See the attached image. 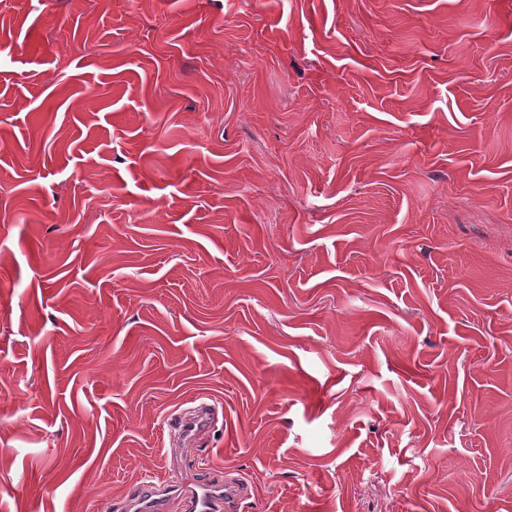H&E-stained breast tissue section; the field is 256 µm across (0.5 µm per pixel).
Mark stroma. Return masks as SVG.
Listing matches in <instances>:
<instances>
[{
    "mask_svg": "<svg viewBox=\"0 0 512 512\" xmlns=\"http://www.w3.org/2000/svg\"><path fill=\"white\" fill-rule=\"evenodd\" d=\"M196 399L236 512H512V0H0V512Z\"/></svg>",
    "mask_w": 512,
    "mask_h": 512,
    "instance_id": "obj_1",
    "label": "stroma"
}]
</instances>
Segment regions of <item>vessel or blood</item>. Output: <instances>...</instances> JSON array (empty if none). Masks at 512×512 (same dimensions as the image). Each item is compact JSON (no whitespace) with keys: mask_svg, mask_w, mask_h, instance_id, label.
I'll return each instance as SVG.
<instances>
[{"mask_svg":"<svg viewBox=\"0 0 512 512\" xmlns=\"http://www.w3.org/2000/svg\"><path fill=\"white\" fill-rule=\"evenodd\" d=\"M216 419L215 407L202 402L170 414L165 420V430L170 440L188 449L195 446L199 433L211 427ZM243 492L241 480L229 468L220 478L175 472L164 479L143 482L128 493L121 509L122 512H163L168 501L175 498L182 512H234Z\"/></svg>","mask_w":512,"mask_h":512,"instance_id":"1","label":"vessel or blood"}]
</instances>
